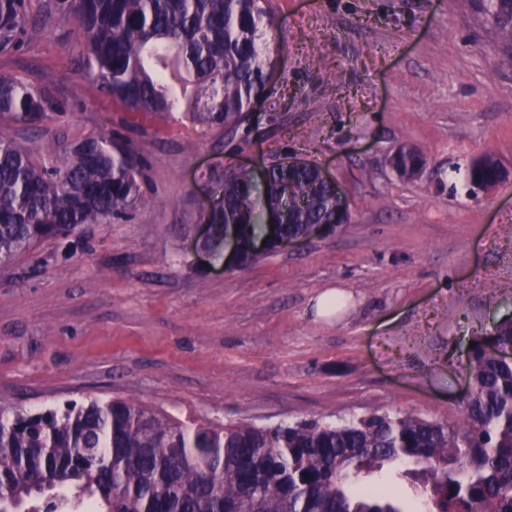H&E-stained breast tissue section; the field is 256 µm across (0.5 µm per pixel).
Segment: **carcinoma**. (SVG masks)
Instances as JSON below:
<instances>
[{
	"mask_svg": "<svg viewBox=\"0 0 512 512\" xmlns=\"http://www.w3.org/2000/svg\"><path fill=\"white\" fill-rule=\"evenodd\" d=\"M267 0H58L86 46L99 92L131 112H173L203 128L243 121L275 59ZM512 38V0H482ZM27 0H0V49H18ZM42 87L0 72V123L39 130L63 117ZM128 145L88 136L36 164L0 132V263L34 243L108 224L145 201ZM243 259L255 238L303 234L333 213L312 172L224 177ZM214 245L229 230L209 216ZM512 321L472 340V391L455 423L372 412L340 423L183 422L133 399L0 412V512H403L364 480L385 468L422 488L428 512H512Z\"/></svg>",
	"mask_w": 512,
	"mask_h": 512,
	"instance_id": "obj_1",
	"label": "carcinoma"
}]
</instances>
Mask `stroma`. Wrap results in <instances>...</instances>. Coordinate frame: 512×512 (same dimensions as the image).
Wrapping results in <instances>:
<instances>
[{
	"label": "stroma",
	"mask_w": 512,
	"mask_h": 512,
	"mask_svg": "<svg viewBox=\"0 0 512 512\" xmlns=\"http://www.w3.org/2000/svg\"><path fill=\"white\" fill-rule=\"evenodd\" d=\"M54 2L30 0L46 20L0 71L48 85L65 115L11 135L39 161L113 133L144 165L147 203L0 265V407L134 398L223 424L457 421L470 341L512 320V44L468 0H270L267 93L240 125L204 130L104 98ZM404 146L426 159L417 178L389 166ZM486 156L507 176L480 191L467 169ZM292 157L335 179L348 223L251 264L204 250L226 171Z\"/></svg>",
	"instance_id": "obj_1"
}]
</instances>
